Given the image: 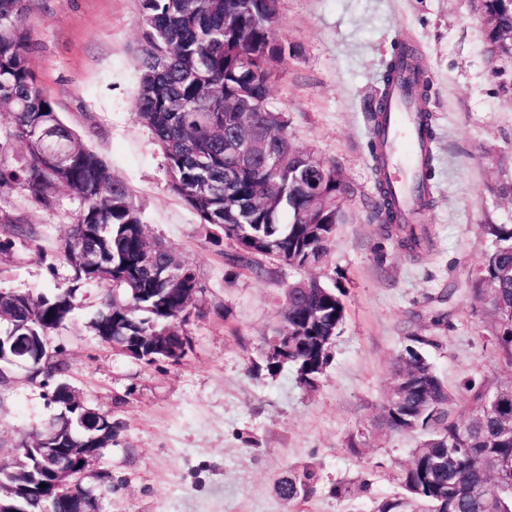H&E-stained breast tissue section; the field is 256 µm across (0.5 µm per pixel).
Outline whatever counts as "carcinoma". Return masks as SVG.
I'll use <instances>...</instances> for the list:
<instances>
[{
  "instance_id": "obj_1",
  "label": "carcinoma",
  "mask_w": 512,
  "mask_h": 512,
  "mask_svg": "<svg viewBox=\"0 0 512 512\" xmlns=\"http://www.w3.org/2000/svg\"><path fill=\"white\" fill-rule=\"evenodd\" d=\"M488 18L489 40L512 57V0H478ZM279 0H140V15L151 19L142 28L137 58L140 86L137 115L163 151L170 187L196 215L199 223L224 232L235 244L227 263L250 271L258 280L272 278L265 259L268 242L288 252V265L309 266L319 258L340 221L336 198L344 185L336 169L311 152L299 150L288 135V121L268 105L269 81L288 46L269 26L278 18ZM25 10L16 0H0V110L11 114L9 137L27 148L26 164L0 167V188H19L49 209L64 190L83 205L70 234L60 246L74 271L69 285L51 297L0 290V326L7 336L25 333L49 336L69 318L80 288L103 287L102 303L91 327L97 336H152L175 322L184 326L182 288H202L192 266L172 252L155 247L156 267L177 272L178 284L153 276L142 263L150 244L148 230L126 187L112 179L106 162L60 120L54 99L28 66L32 44L24 28ZM414 75L413 99H425L418 51L400 43L387 64L393 81L398 63ZM385 106L380 93L366 108L371 135L379 129ZM247 144L244 157L224 153V141ZM277 150L274 171L258 169L268 145ZM377 199L372 218L399 250L417 255L431 247L428 228L402 220L384 162L371 145ZM493 252L473 281V301L491 317L488 336L499 364L512 370V224L483 227ZM101 256L88 268L87 253ZM142 288L140 295L130 289ZM342 286L317 278L288 285L276 335L288 337L282 357L264 348L266 369L297 367L301 382L315 388L328 363L329 350L345 316ZM396 357L394 383L383 407L382 424L396 434L418 433L404 468V493L376 501L374 512H512V474L498 470L512 458V399L484 408L499 389L469 379L465 421L454 417L456 398L421 350L440 347L437 336H411ZM27 378L48 388L50 403H68L61 390L67 364L56 353ZM459 452L449 457V449ZM314 474L291 472L276 483L279 498L291 503L313 492ZM56 512H99L96 495L76 488L58 500Z\"/></svg>"
}]
</instances>
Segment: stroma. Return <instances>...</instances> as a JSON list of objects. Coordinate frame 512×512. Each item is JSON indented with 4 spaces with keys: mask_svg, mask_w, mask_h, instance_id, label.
Segmentation results:
<instances>
[{
    "mask_svg": "<svg viewBox=\"0 0 512 512\" xmlns=\"http://www.w3.org/2000/svg\"><path fill=\"white\" fill-rule=\"evenodd\" d=\"M28 64L71 130L127 186L152 239L192 265L203 311L185 326L180 363H146L112 349L89 326L101 289L79 291L49 338L65 378L119 430L89 467L101 512H371L400 492L417 441L380 423L392 365L411 336L434 332L428 359L451 390L467 377L512 382L484 340L486 315L469 289L492 251L485 224H512V59L495 53L477 0H281L276 33L288 45L270 80L296 147L335 165L346 191L336 236L313 266L274 262V279L228 265L232 241L199 224L169 186L162 150L136 114L142 42L138 0H30ZM414 44L436 118L433 205L420 221L431 250L410 258L370 217L376 195L364 108L382 89L397 41ZM81 203L68 192L44 209L19 189L0 193V289L52 295L73 276L59 246ZM316 276L345 291V319L316 389L286 365L268 374L265 340L281 319L289 283ZM450 301L440 302L442 293ZM44 388L21 373L0 382V459L56 415ZM315 472L308 499L282 501L274 482ZM108 476L98 484V476ZM368 492H359L360 483ZM340 485L351 487L337 495Z\"/></svg>",
    "mask_w": 512,
    "mask_h": 512,
    "instance_id": "stroma-1",
    "label": "stroma"
}]
</instances>
